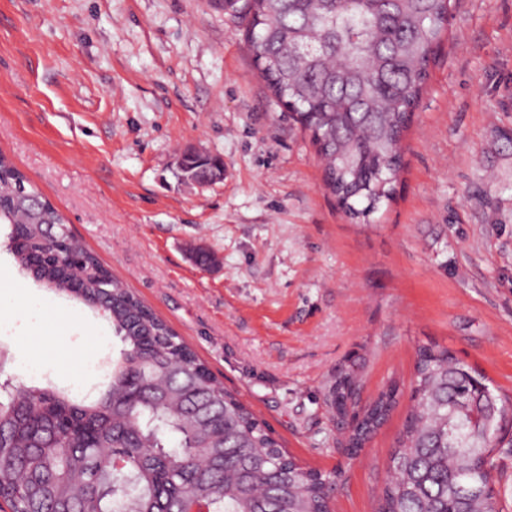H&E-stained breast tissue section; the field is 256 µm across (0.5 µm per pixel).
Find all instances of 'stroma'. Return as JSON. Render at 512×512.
<instances>
[{
    "mask_svg": "<svg viewBox=\"0 0 512 512\" xmlns=\"http://www.w3.org/2000/svg\"><path fill=\"white\" fill-rule=\"evenodd\" d=\"M246 28L224 0H0V152L291 455L343 470L333 512H376L419 346L512 396V0H456L395 199L367 224L324 189ZM187 150L220 156L223 179L185 181ZM16 270L1 249L9 372L104 389L110 323ZM348 373L362 406L401 390L354 456L326 401Z\"/></svg>",
    "mask_w": 512,
    "mask_h": 512,
    "instance_id": "obj_1",
    "label": "stroma"
}]
</instances>
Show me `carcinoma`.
<instances>
[{"label": "carcinoma", "mask_w": 512, "mask_h": 512, "mask_svg": "<svg viewBox=\"0 0 512 512\" xmlns=\"http://www.w3.org/2000/svg\"><path fill=\"white\" fill-rule=\"evenodd\" d=\"M452 0H244L263 80L323 161V184L354 222L393 201L403 139L448 28ZM0 224L21 272L101 313L123 342L96 398L18 386L0 350V498L12 512H330L343 471H302L273 432L77 239L0 153ZM354 381L327 401L347 415ZM389 386L351 419L362 448L396 405ZM414 402L379 512H499L493 451L512 398L437 344L417 350ZM490 413L476 430L473 406ZM175 438L168 444L167 436Z\"/></svg>", "instance_id": "obj_1"}]
</instances>
